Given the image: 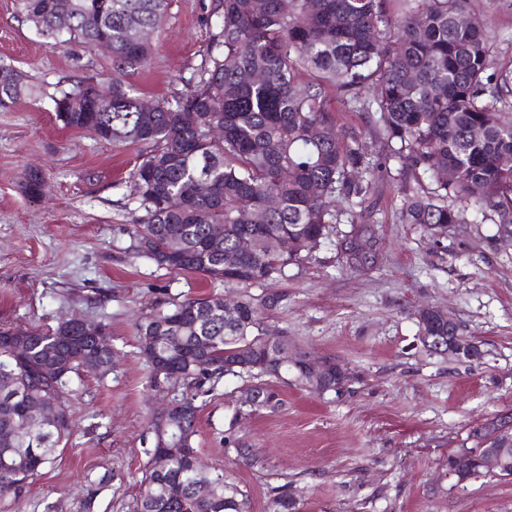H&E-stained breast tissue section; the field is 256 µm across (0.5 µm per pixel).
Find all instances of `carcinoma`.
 <instances>
[{
  "mask_svg": "<svg viewBox=\"0 0 512 512\" xmlns=\"http://www.w3.org/2000/svg\"><path fill=\"white\" fill-rule=\"evenodd\" d=\"M20 13L52 48L68 44L112 46V111H101L82 93V81L51 95L56 117L69 129L98 138L143 146L128 173L138 206L133 235L141 254L158 267L200 274L237 289L239 314L224 317L221 294L186 298L159 308L138 325V336L156 337L164 350L178 344L203 348V364L184 363L177 376L150 374L162 388L181 382L180 401L189 416L174 428L168 457L159 471L150 466L140 481L136 512H248V495L224 472L201 484L184 449L197 435L203 387L217 378L249 377L257 409L277 410L282 399L274 382L311 380L293 366L265 361L269 336L264 315L288 306L276 285L331 241L344 211L365 210L376 182L396 171L404 203L400 218L438 236L465 222L460 203H474L482 218L512 228V69L498 66L485 15L470 0H215L211 42L185 90L146 109L123 80L128 67L153 52L168 0H16ZM383 136L380 149L356 134L336 130V104L359 101ZM40 89L11 65L0 63V112ZM223 130L217 136L213 130ZM480 135H473L474 130ZM210 184L198 191L201 181ZM29 198L43 192L40 172L24 173ZM224 225V237L209 225ZM156 242L143 247L144 234ZM362 224L341 243V265H364L369 256L352 247L372 239ZM288 235L301 242L293 254L270 252L269 241ZM249 237L253 250L238 251ZM260 293H253V289ZM63 324L35 333L30 353H15L0 328V497L21 491L56 458L70 435L64 390L72 375L95 357L112 368L97 348L101 325L75 322V341L56 340ZM448 335V320L418 327L424 350L439 354L427 336ZM255 347V359L237 366V350ZM64 357L66 372L49 389L59 402L57 418H41L46 404L27 393L26 380L38 365ZM322 395L338 392L348 377L336 365ZM268 512H299L297 500L278 487Z\"/></svg>",
  "mask_w": 512,
  "mask_h": 512,
  "instance_id": "1",
  "label": "carcinoma"
}]
</instances>
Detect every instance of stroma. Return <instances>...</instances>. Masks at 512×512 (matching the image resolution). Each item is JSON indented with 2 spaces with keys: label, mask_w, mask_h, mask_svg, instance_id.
<instances>
[{
  "label": "stroma",
  "mask_w": 512,
  "mask_h": 512,
  "mask_svg": "<svg viewBox=\"0 0 512 512\" xmlns=\"http://www.w3.org/2000/svg\"><path fill=\"white\" fill-rule=\"evenodd\" d=\"M213 0H170L151 57L124 81L147 101L184 88L209 42ZM495 37L496 63L512 64V0H473ZM0 60L47 97L0 112V325L49 330L79 316L104 324L112 369L74 375L65 395L74 433L57 459L0 512H135L152 457V424L183 388L151 386L137 326L166 303L213 293L207 278L169 271L139 253L130 229L127 174L140 146L115 147L62 126L56 87L112 78L97 47L45 45L0 0ZM45 177L41 198L21 188L23 171ZM403 196L379 182L363 223L376 235L369 263L341 267L323 246L282 283L288 306L266 321L271 335L331 358L350 379L320 397L278 382L282 406L254 410L244 379L226 376L199 394L195 446L206 474L233 473L249 512H267L272 487L287 485L300 512H512V480L457 482L448 456L472 428L512 413V243L492 222L459 224L440 237L399 220ZM433 305L478 344L476 360L425 353L414 311ZM235 438L256 464L225 444Z\"/></svg>",
  "instance_id": "1"
}]
</instances>
